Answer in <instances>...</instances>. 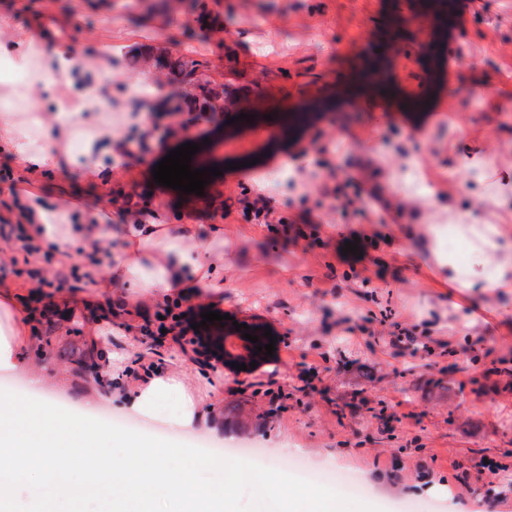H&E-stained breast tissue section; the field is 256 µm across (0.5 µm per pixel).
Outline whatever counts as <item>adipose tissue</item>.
I'll use <instances>...</instances> for the list:
<instances>
[{
    "mask_svg": "<svg viewBox=\"0 0 512 512\" xmlns=\"http://www.w3.org/2000/svg\"><path fill=\"white\" fill-rule=\"evenodd\" d=\"M10 50L17 58L37 60L39 67L69 81L85 72L86 61L77 53L57 49L48 52L23 41L12 44ZM103 122L100 102H88L81 112L70 111L60 103L44 132L51 139L66 138L75 127L83 126L88 130V141L92 142ZM23 205L35 214L34 224L28 227L30 234L53 254L63 255L77 246L82 247L84 254H94L96 244L108 235L107 225L102 224L95 233L79 237L67 213L49 208L36 198L24 200ZM459 232L471 239L477 253L486 257L487 262L477 271L448 262L452 279L465 287L479 279L488 289L512 288V250L498 241L502 234L501 227L496 224H463ZM193 236L192 228L186 225L179 228L167 224L131 225L112 250V274L115 279L130 281L132 287L149 296H191L196 292L194 283L198 280L205 281L211 292H221L224 285L216 279L214 266L204 260L206 246L194 241ZM169 399L174 401L175 407L166 412V420L187 430L194 429L202 416L170 373L159 370L151 374L132 397L130 407L153 418L159 405Z\"/></svg>",
    "mask_w": 512,
    "mask_h": 512,
    "instance_id": "1",
    "label": "adipose tissue"
}]
</instances>
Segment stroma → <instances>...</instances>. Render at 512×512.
Wrapping results in <instances>:
<instances>
[{
	"mask_svg": "<svg viewBox=\"0 0 512 512\" xmlns=\"http://www.w3.org/2000/svg\"><path fill=\"white\" fill-rule=\"evenodd\" d=\"M413 0H0V43L33 40L86 59L85 82L104 86L110 124L104 142L124 154L99 165L33 169L0 153V296L31 308L29 342L18 368L0 370L15 391L28 367L50 364L44 393L87 408L91 376L59 355L88 337L105 344L120 383L100 401L117 426L189 443L254 442L293 473L295 455L320 472H359L365 504L395 512L415 499L431 512H512V288L463 289L439 266L444 241L426 230L495 224L512 206V0H459L457 21L441 26L434 52L417 27L395 29ZM469 65H459V57ZM198 61L196 77L171 80L167 60ZM264 102L262 115L227 126L230 165L186 194L155 184L152 171L187 142L212 138L210 122L188 125V111L158 129L129 121V85L154 96L198 97L197 79ZM422 100L412 110L408 101ZM322 111L291 137L276 133L293 112ZM476 167L462 169L461 155ZM419 160L434 188L401 183ZM293 169L281 176L282 166ZM35 197L72 223L122 224L128 203L158 223L193 225L224 256V289L195 305L276 339L270 361L251 373L211 369L192 349L146 343L160 302L110 283L99 265L96 292L73 262L25 255L14 197ZM263 198L276 221L255 223L246 203ZM360 252L343 255L345 243ZM67 279L51 301L29 293L12 258ZM125 311L94 313L112 300ZM152 362L177 375L203 415L195 431L149 430L126 397L125 368ZM502 464L497 473L479 460Z\"/></svg>",
	"mask_w": 512,
	"mask_h": 512,
	"instance_id": "1",
	"label": "stroma"
}]
</instances>
